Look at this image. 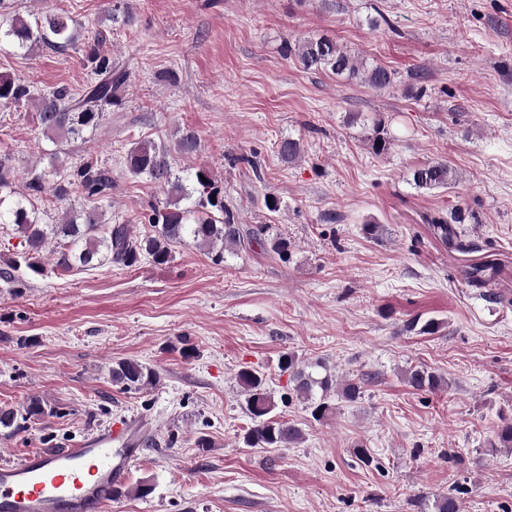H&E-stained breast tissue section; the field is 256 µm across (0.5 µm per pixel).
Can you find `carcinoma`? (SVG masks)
<instances>
[{
	"label": "carcinoma",
	"mask_w": 512,
	"mask_h": 512,
	"mask_svg": "<svg viewBox=\"0 0 512 512\" xmlns=\"http://www.w3.org/2000/svg\"><path fill=\"white\" fill-rule=\"evenodd\" d=\"M0 47L30 53L39 48L65 50L76 43L73 20L65 13L48 12L32 19L17 13L15 0H0ZM283 56L296 58L302 67L312 71H329L339 78L359 79L373 89L392 85L394 73L379 64L367 65L351 55L337 42L326 36L286 41ZM85 62L94 80L85 93L75 98L65 87H58L39 96L30 85L10 77L0 76V105L18 106L33 103L42 134L51 142L61 138L82 139L84 134L101 127L105 112L122 104L120 91L128 84L130 74L112 62V57L99 49V42L85 45ZM200 140L192 130H185L174 145L165 142L138 141L124 157L126 172L142 176L165 194L162 202L149 204L143 215L144 223L153 233L136 236L128 224H107L104 212L112 204V170L89 158L77 166L66 167L58 152L49 153L51 171H32L23 189L15 184L9 157H0V218L22 234L19 259L8 268L0 269V279L11 281L18 263L31 272L43 274L41 258L50 241L59 249L53 251L55 266L67 271L74 267L87 270L105 263L133 266L146 259L156 265L173 260V248L190 237L200 247L215 252L214 262L224 261V249L244 246L243 229L233 210L224 204V195L214 186L210 172L196 170L191 180L180 177L173 166V154L192 155L198 152ZM459 181L457 172L448 162L439 161L412 170V182L418 189L450 190ZM44 194L68 202L62 215L54 220L33 204ZM464 214L457 207L451 212V222H441L437 228L445 239L458 236L456 225ZM289 372L293 393L300 400L312 399L314 387L325 393L332 379L317 380L288 355L281 361ZM405 382L416 391L432 392L445 380L422 366H411L404 372ZM112 381L122 389L145 390L156 385L158 374L136 359H122L112 365ZM239 382L247 395L246 411L253 421L244 436L249 448H281L302 439V431L284 421L270 418L275 403L264 388L260 373L244 369ZM364 379L349 378L340 384L341 397L355 402L363 393ZM47 413L43 402L33 397L26 412L0 408V428L12 433L25 428L27 420ZM494 446L512 449V419L498 426ZM456 486L435 502V512H460Z\"/></svg>",
	"instance_id": "carcinoma-1"
}]
</instances>
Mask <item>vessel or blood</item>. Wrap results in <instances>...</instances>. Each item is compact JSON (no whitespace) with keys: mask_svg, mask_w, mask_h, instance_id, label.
I'll return each instance as SVG.
<instances>
[{"mask_svg":"<svg viewBox=\"0 0 512 512\" xmlns=\"http://www.w3.org/2000/svg\"><path fill=\"white\" fill-rule=\"evenodd\" d=\"M147 424L122 418L65 447L0 463V512H109Z\"/></svg>","mask_w":512,"mask_h":512,"instance_id":"b4317fda","label":"vessel or blood"}]
</instances>
